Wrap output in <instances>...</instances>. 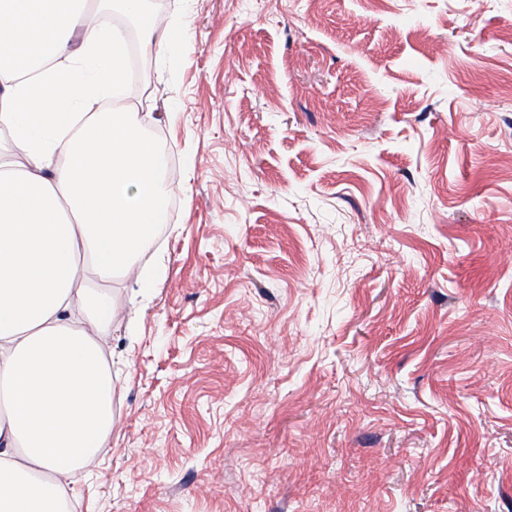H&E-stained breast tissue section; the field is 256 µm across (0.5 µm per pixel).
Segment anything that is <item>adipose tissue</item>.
<instances>
[{
    "label": "adipose tissue",
    "instance_id": "ef3b65f1",
    "mask_svg": "<svg viewBox=\"0 0 512 512\" xmlns=\"http://www.w3.org/2000/svg\"><path fill=\"white\" fill-rule=\"evenodd\" d=\"M87 2L0 0V512H69V489L108 447L101 284L152 247L169 198L160 151L117 102L122 35ZM120 2L146 44L185 42L141 0Z\"/></svg>",
    "mask_w": 512,
    "mask_h": 512
}]
</instances>
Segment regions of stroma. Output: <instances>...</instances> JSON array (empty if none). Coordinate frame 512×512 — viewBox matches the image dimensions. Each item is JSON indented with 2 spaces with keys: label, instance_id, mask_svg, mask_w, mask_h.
Returning <instances> with one entry per match:
<instances>
[{
  "label": "stroma",
  "instance_id": "obj_1",
  "mask_svg": "<svg viewBox=\"0 0 512 512\" xmlns=\"http://www.w3.org/2000/svg\"><path fill=\"white\" fill-rule=\"evenodd\" d=\"M144 6L177 210L73 512H512V0ZM101 4L121 3L127 13L137 14L140 18L141 34L148 45H156L159 51L172 53L178 49L187 38L186 32L179 28L169 27L151 18L140 10L141 0H99Z\"/></svg>",
  "mask_w": 512,
  "mask_h": 512
}]
</instances>
